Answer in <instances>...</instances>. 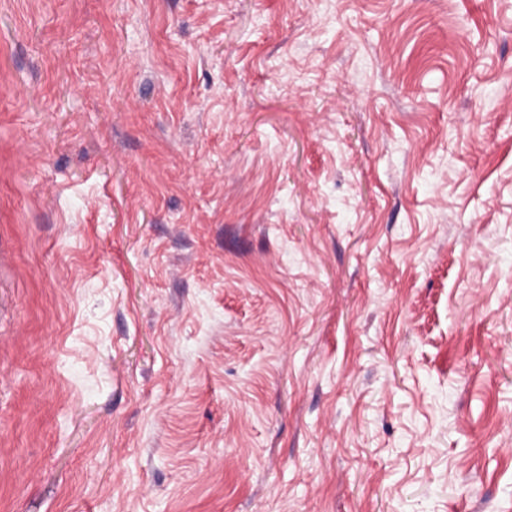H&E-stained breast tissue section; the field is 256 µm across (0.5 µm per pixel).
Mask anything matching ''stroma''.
I'll return each mask as SVG.
<instances>
[{
	"label": "stroma",
	"mask_w": 512,
	"mask_h": 512,
	"mask_svg": "<svg viewBox=\"0 0 512 512\" xmlns=\"http://www.w3.org/2000/svg\"><path fill=\"white\" fill-rule=\"evenodd\" d=\"M0 512H512V0H0Z\"/></svg>",
	"instance_id": "35a3bbf8"
}]
</instances>
